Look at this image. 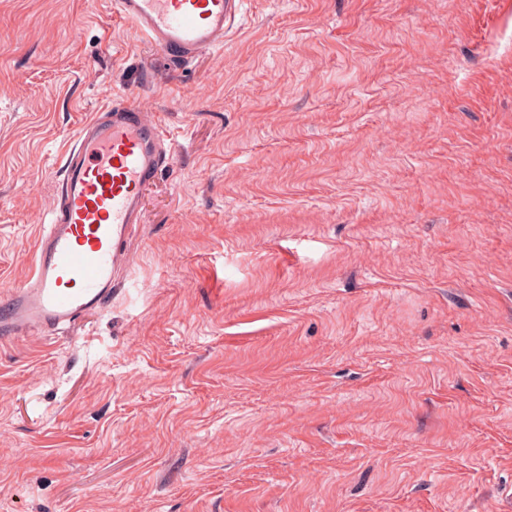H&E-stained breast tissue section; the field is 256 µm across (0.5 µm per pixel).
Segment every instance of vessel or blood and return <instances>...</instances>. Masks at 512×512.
Segmentation results:
<instances>
[{
  "mask_svg": "<svg viewBox=\"0 0 512 512\" xmlns=\"http://www.w3.org/2000/svg\"><path fill=\"white\" fill-rule=\"evenodd\" d=\"M243 0H112L114 12L177 66L222 48ZM170 157L161 126L129 100L86 119L64 153L58 200L30 277L0 295V342L69 329L112 299L143 187Z\"/></svg>",
  "mask_w": 512,
  "mask_h": 512,
  "instance_id": "obj_1",
  "label": "vessel or blood"
}]
</instances>
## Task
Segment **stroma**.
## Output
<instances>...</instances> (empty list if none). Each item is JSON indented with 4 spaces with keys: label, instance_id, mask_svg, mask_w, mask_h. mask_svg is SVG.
<instances>
[{
    "label": "stroma",
    "instance_id": "obj_1",
    "mask_svg": "<svg viewBox=\"0 0 512 512\" xmlns=\"http://www.w3.org/2000/svg\"><path fill=\"white\" fill-rule=\"evenodd\" d=\"M120 95L171 160L106 307L0 344V512H512V0H244L181 69L0 0V292Z\"/></svg>",
    "mask_w": 512,
    "mask_h": 512
}]
</instances>
